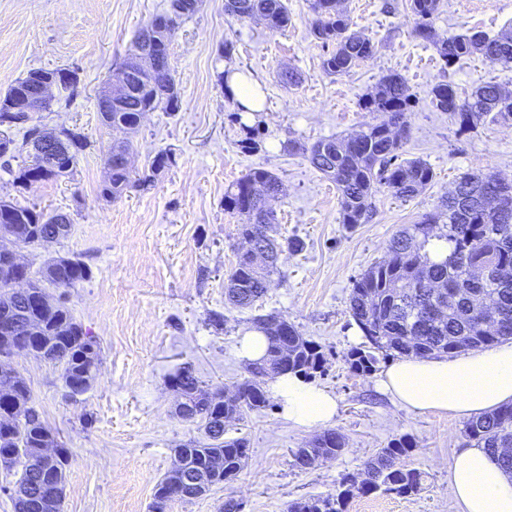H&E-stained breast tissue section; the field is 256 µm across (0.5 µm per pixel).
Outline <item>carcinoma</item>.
<instances>
[{"label": "carcinoma", "instance_id": "carcinoma-1", "mask_svg": "<svg viewBox=\"0 0 512 512\" xmlns=\"http://www.w3.org/2000/svg\"><path fill=\"white\" fill-rule=\"evenodd\" d=\"M440 0H410L417 17L416 35L426 41L435 39L431 19ZM198 0H169L166 13L156 15L141 28L133 50L123 64L135 71L133 82L123 96L112 102V123H124L129 137L112 145L105 156L106 177L100 196L115 199L130 188L142 190L152 185L171 162L161 152L148 171L131 178L125 158L133 150L134 135L141 113L150 108L176 112L180 97L171 73L170 55L163 45L172 42L179 23L170 15L183 19L193 14ZM225 12L237 19H259L274 31L288 26V8L284 0H225ZM314 15L312 33L331 53L322 65L330 74L349 71L358 61L375 53L370 40L350 31V19L339 8V0H311ZM439 56L448 67L462 58L480 55L493 64H512V34L489 37L480 32L459 34L436 43ZM152 54L153 62L141 64L143 53ZM31 70L12 82L0 95V158H22L32 139L34 128L27 126L23 112H10L38 89L39 74ZM430 103L439 112H451L460 128L474 129L479 124L512 121V95L495 82H485L461 99L449 83L439 82L430 91ZM367 112L382 113L387 120L371 123L346 138L320 140L309 149L310 163L336 183L340 195V214L344 224H362L372 210V199L381 187L400 198H412L426 189L434 179L433 168L420 159L401 158L402 135L409 132V115L413 108L403 79L397 74L382 77L374 92L360 100ZM24 131L22 140L15 132ZM88 147L85 135L75 129L63 131L59 147L43 157L22 158L12 180L16 191L29 186L33 178L43 181L72 177L78 156ZM285 194L282 180L262 166L252 168L224 194V211L239 217L238 235L253 238L279 251L298 252L304 243L298 237L275 239L271 234L276 223L270 200ZM0 230L11 234L24 246L58 243L72 230L68 216L46 215L34 207L13 200L0 201ZM442 244V256L434 254L436 243ZM272 260L264 267L255 265L248 253H239L224 285L225 297L238 309L253 308L268 288V277L275 268ZM512 184L493 173H467L452 192L441 200L436 210L422 214L407 225L389 246L387 259L370 266L353 283L349 299L350 314L364 336L361 346L347 353L349 368L356 374H370L380 358L389 356L453 355L471 349L492 346L512 339ZM14 275L12 264L0 255V313L16 308L20 317L15 332L0 334V355L23 343L44 351L47 363L62 370L68 396L76 398L89 391L96 380L100 348L83 331L65 302L31 308L27 300L10 291ZM32 284L39 291L46 286L72 288L91 277V269L78 257L56 256L46 259L34 272ZM498 315L497 326L486 329L476 302ZM273 314L251 318L268 340L265 363L272 373H293L306 379L324 368L321 346L288 324V356L274 347L267 327ZM39 331L27 330L29 323ZM287 358L288 365L281 364ZM14 374L11 393L0 396V421L11 423L7 432L0 431V456L9 457L17 476L27 483L40 484L32 498L12 500L13 512H61L63 490L69 466V453L58 448L55 469L45 467L40 448L53 435L32 401L31 390L14 369L0 364V374ZM172 387L180 389L192 402L194 411L177 417L199 425L204 437L177 449L180 469L196 473L207 462H219L206 480L190 492L179 494L175 475L169 473L155 486L152 512H164L174 501H190L206 494L211 487L234 481L243 471L248 458L244 438L224 437V425L240 420L250 412L270 406L264 383L252 376L239 384L229 398L208 397L207 388L197 377H171ZM471 444L487 449L497 458L504 473L512 478V404L470 421L465 429ZM346 447L345 437L335 430H325L308 445L292 450L295 465L311 469L334 460ZM414 447L410 438L391 440L355 475H346L339 489L327 495L312 496L288 505V512H344L346 501L354 494L377 492L409 496L420 491L422 472L400 463Z\"/></svg>", "mask_w": 512, "mask_h": 512}]
</instances>
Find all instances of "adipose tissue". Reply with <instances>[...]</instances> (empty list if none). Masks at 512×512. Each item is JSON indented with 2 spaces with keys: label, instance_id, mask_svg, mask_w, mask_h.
I'll list each match as a JSON object with an SVG mask.
<instances>
[{
  "label": "adipose tissue",
  "instance_id": "obj_1",
  "mask_svg": "<svg viewBox=\"0 0 512 512\" xmlns=\"http://www.w3.org/2000/svg\"><path fill=\"white\" fill-rule=\"evenodd\" d=\"M379 385L417 411L479 416L512 403V342L459 356L405 357L388 366ZM271 390L297 426L319 429L338 413L334 396L300 376H277ZM448 485L459 512H512V479L485 449L466 447L453 456Z\"/></svg>",
  "mask_w": 512,
  "mask_h": 512
}]
</instances>
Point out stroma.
<instances>
[{
	"label": "stroma",
	"mask_w": 512,
	"mask_h": 512,
	"mask_svg": "<svg viewBox=\"0 0 512 512\" xmlns=\"http://www.w3.org/2000/svg\"><path fill=\"white\" fill-rule=\"evenodd\" d=\"M167 5L0 0V91L32 69L74 70L70 103L36 113L34 121L78 129L90 142L73 178L38 183L19 195L0 165V197L14 194L21 203L73 220L70 236L60 243L19 247L24 261L36 269L50 255L77 256L92 270L87 282L47 292L67 303L101 347L93 389L70 399L60 367L21 353L10 359L69 451L62 512H150L154 488L173 467L177 446L201 436L197 424L175 416L170 375L188 366L204 385L227 392L249 378L236 344L251 330L253 313L224 308V277L243 246L236 217L224 210V193L258 165L285 185L284 195L271 203L280 235L305 242L302 252L282 255L261 310L279 314L321 345L326 363L312 381L337 399L332 427L345 436L346 447L335 460L300 469L291 451L313 439V432L288 423L277 407L248 414L226 428L227 436L249 441L237 480L173 503L167 512H219L230 498L243 501L244 512H287L290 502L335 492L343 476L360 472L400 436L415 445L405 462L424 472L421 490L408 497L356 495L346 512H458L448 463L468 443L465 420L406 409L378 389L377 375L350 371L345 355L363 336L349 298L354 278L384 260L392 237L433 210L460 176L493 173L512 182V122L463 131L453 115L430 105V90L439 82L451 83L462 97L488 81L512 93V66L473 56L445 68L434 45L416 36L407 0H341L352 30L372 40L376 52L334 76L322 67L326 47L311 34L309 0H287L290 22L280 31L225 14L224 0H201L198 11L181 22L171 48L181 107L172 116L146 114L130 170L141 175L161 152L172 161L148 189L106 200L99 194L104 157L123 133L104 124L98 90L137 31ZM432 26L441 39L471 31L505 33L512 30V0H441ZM227 41L234 46L228 58L220 52ZM286 67L298 73V84L281 83ZM227 69L261 82L264 112L240 113L217 78ZM390 73L405 80L415 100L403 156L426 161L435 177L408 199L380 188L368 221L351 227L341 222L335 183L301 149L378 122L379 114L361 110L359 102ZM248 126L258 133L254 153L238 146ZM214 311L223 313V326L210 324Z\"/></svg>",
	"instance_id": "1"
}]
</instances>
